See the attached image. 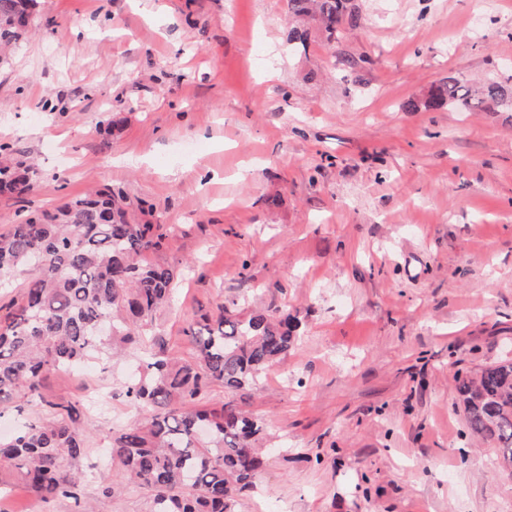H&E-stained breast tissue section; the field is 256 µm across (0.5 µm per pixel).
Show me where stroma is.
I'll return each instance as SVG.
<instances>
[{
	"label": "stroma",
	"instance_id": "obj_1",
	"mask_svg": "<svg viewBox=\"0 0 512 512\" xmlns=\"http://www.w3.org/2000/svg\"><path fill=\"white\" fill-rule=\"evenodd\" d=\"M354 3L358 26L302 45L288 0H39L0 64V142L37 187L0 198V230L109 185L167 225L147 258L175 279L144 342L44 383L107 398L82 413L81 500L0 469V512H144L110 490L126 385L147 348L189 356L183 327L224 302L301 321L239 401L268 438L235 512H512L455 403L457 378L512 358V112L406 107L512 74V0Z\"/></svg>",
	"mask_w": 512,
	"mask_h": 512
}]
</instances>
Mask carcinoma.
Listing matches in <instances>:
<instances>
[{
    "label": "carcinoma",
    "instance_id": "cac0c4a2",
    "mask_svg": "<svg viewBox=\"0 0 512 512\" xmlns=\"http://www.w3.org/2000/svg\"><path fill=\"white\" fill-rule=\"evenodd\" d=\"M290 4L334 40L343 25L360 21L353 0ZM35 7L36 0H0V48L26 38ZM424 106L512 112V76L478 86L444 78ZM13 155L0 144V196L23 198L34 191L37 169ZM164 228L136 223L122 193L108 190L23 214L0 232V283L18 268L31 272L21 302L0 317V405L37 402L51 415L0 438V469L16 470L45 499L78 498L82 478L74 464L88 448V431L78 404L44 397V380L95 355L118 356L149 335L172 297V269L146 259L160 248ZM296 327L278 310L245 314L222 303L183 329L191 357L147 354L144 374L126 386L139 418L112 438L118 473L107 493L137 486L146 491L148 512H234L264 466L254 443L266 427L230 399L214 407L204 401L215 384L227 394L255 386L295 346ZM456 394L470 435L490 444L500 467L512 466V360L456 379Z\"/></svg>",
    "mask_w": 512,
    "mask_h": 512
}]
</instances>
